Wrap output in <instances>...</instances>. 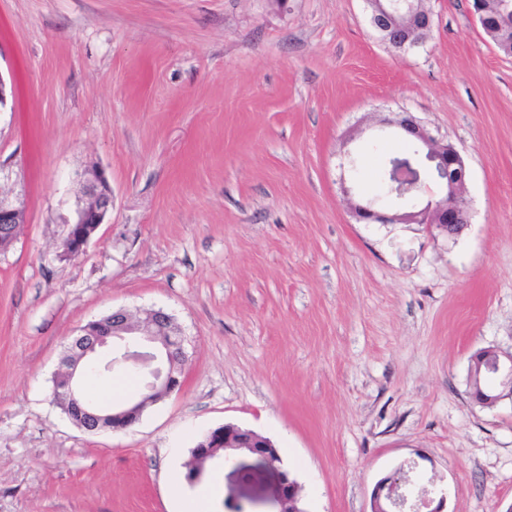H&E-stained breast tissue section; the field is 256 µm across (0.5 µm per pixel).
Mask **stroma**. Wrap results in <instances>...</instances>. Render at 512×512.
Wrapping results in <instances>:
<instances>
[{
    "label": "stroma",
    "mask_w": 512,
    "mask_h": 512,
    "mask_svg": "<svg viewBox=\"0 0 512 512\" xmlns=\"http://www.w3.org/2000/svg\"><path fill=\"white\" fill-rule=\"evenodd\" d=\"M388 47L366 0H0V512H175L170 482L227 423L268 437L306 512H371L411 467L445 512L512 505V398L469 395L470 358L512 354V56L470 0ZM408 112L462 155L470 222L360 224ZM97 167L112 208L57 243ZM171 314L180 392L117 432L53 401L71 336L111 310ZM206 467L271 512L272 476ZM24 223L23 213L20 209L6 207L0 204V248L8 246L16 238Z\"/></svg>",
    "instance_id": "35a3bbf8"
}]
</instances>
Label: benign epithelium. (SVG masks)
I'll return each mask as SVG.
<instances>
[{
	"label": "benign epithelium",
	"instance_id": "7a95c632",
	"mask_svg": "<svg viewBox=\"0 0 512 512\" xmlns=\"http://www.w3.org/2000/svg\"><path fill=\"white\" fill-rule=\"evenodd\" d=\"M498 8L490 0H471L472 13L480 19L497 18L512 11L509 0H496ZM371 23L382 39L398 52L419 43L433 25L431 13L423 0H376L371 12ZM385 124L398 128L408 139L425 150L427 158L437 163L444 195L438 201H429L418 210L405 207L386 213L372 204H356L353 212L364 224H432L453 238L469 222V213L462 191L466 182L465 162L451 144L435 138L412 115L403 112ZM86 200L78 211L77 220L69 225L57 246L61 259L80 255L112 208V187L106 176L97 169L85 175ZM24 223L21 210L0 204V248L8 246L16 238ZM117 348L128 353L132 348L147 352L140 363L147 368V383L125 404L112 409L88 402L78 394L79 367L92 362L103 348ZM187 354L180 330L174 318L162 309L151 310L143 318H135L124 309L88 322L68 343L60 360L57 378L63 380V389L70 403L67 417L79 429L96 433L107 427L114 431L124 430L135 424L147 404L158 402L182 388L180 379ZM484 371L489 388L480 389L475 398L489 406L512 397V355L508 361L500 359L497 352L490 353L478 363ZM195 461L200 463L198 472L190 473L189 481L198 480L206 465L218 458L228 462L240 455L249 456L258 467L274 475L273 500L276 512H304L300 508L301 486L291 473L282 466L279 449L273 442L255 432L234 424H225L208 432L194 448ZM409 479L389 476L380 480L372 492L371 512H389L387 507L409 509L411 512H444L445 495L439 499L429 494L412 496Z\"/></svg>",
	"mask_w": 512,
	"mask_h": 512
}]
</instances>
